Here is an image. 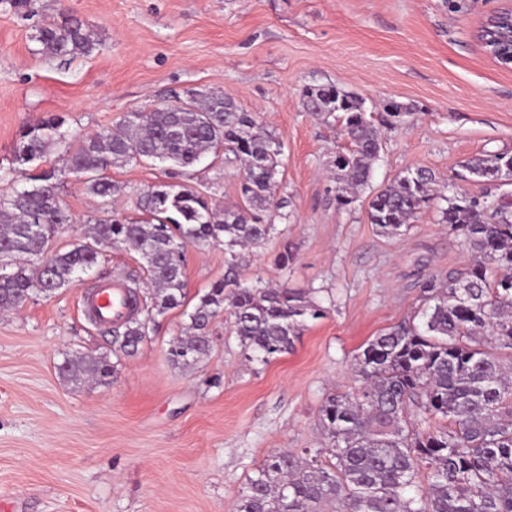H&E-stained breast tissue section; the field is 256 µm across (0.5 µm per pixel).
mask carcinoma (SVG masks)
<instances>
[{"instance_id":"1","label":"carcinoma","mask_w":512,"mask_h":512,"mask_svg":"<svg viewBox=\"0 0 512 512\" xmlns=\"http://www.w3.org/2000/svg\"><path fill=\"white\" fill-rule=\"evenodd\" d=\"M36 53L90 54L95 33L69 17L34 36ZM309 111L334 117L348 148L336 153V201L349 206L369 182L382 137L362 101L334 86L305 90ZM55 116L23 127L13 153L23 172L42 161L61 139ZM282 145L251 112L222 91L131 111L90 134L63 164L86 191L107 205L122 187L106 172L136 159L167 163L184 173L207 154L241 164L243 205L220 207L179 183H160L144 195L139 220L105 216L85 241L67 251L53 238L73 223L61 204L56 170L26 177L21 189L0 196V310L34 297L50 298L90 270L101 249L139 254L151 288L143 316L125 322L112 349L116 358L137 353L156 317L187 308V326L169 344L176 367L209 357L210 327L230 309L232 333L250 360L269 363L290 352L307 323L327 315L315 289L273 288L238 278L244 249L274 235V201ZM472 180L512 181V155L486 153L465 163ZM435 174L424 167L400 173L369 201L378 232L398 236L437 195ZM441 200L439 221L465 236L473 264L423 287L417 320L382 333L354 357L358 386L326 396L319 409L325 447L306 458L286 452L268 457L249 478L236 512H512V215L494 201L454 191ZM224 245V279L188 301L187 249ZM119 362L106 355L65 358L66 379L87 376L112 384Z\"/></svg>"}]
</instances>
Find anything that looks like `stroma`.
<instances>
[{"label":"stroma","instance_id":"stroma-1","mask_svg":"<svg viewBox=\"0 0 512 512\" xmlns=\"http://www.w3.org/2000/svg\"><path fill=\"white\" fill-rule=\"evenodd\" d=\"M501 0H0V195L22 181L13 149L22 127L62 116L54 164L82 134L125 113L173 103L190 90L232 97L283 144L275 195L286 206L277 233L247 255L248 280L317 289L329 312L294 349L269 364L249 361L222 315L211 355L182 370L167 359L185 322L156 318L147 341L122 358L109 386L65 382L64 357L111 353L112 335L84 314L83 296L102 279L141 287L139 255L106 249L81 281L53 297L0 313V491L22 512H235L267 455L318 448L319 408L355 384L366 342L411 320L422 287L473 258L464 237L440 224L438 202L403 235H380L368 202L402 171L425 167L479 198L512 205V182L478 183L463 164L512 154V69L476 34ZM71 16L93 29L91 55L36 54L39 27ZM334 85L381 117L395 102L405 127L383 130L368 186L336 203L332 162L346 146L335 120L309 112L304 88ZM168 165L111 169L123 187L117 213L139 219L141 195L169 182ZM223 206L241 202L238 168L205 161L182 176ZM60 197L75 222L56 238L68 250L99 215L74 174L59 171ZM293 259L275 265L283 247ZM224 248H189V294L223 278Z\"/></svg>","mask_w":512,"mask_h":512}]
</instances>
